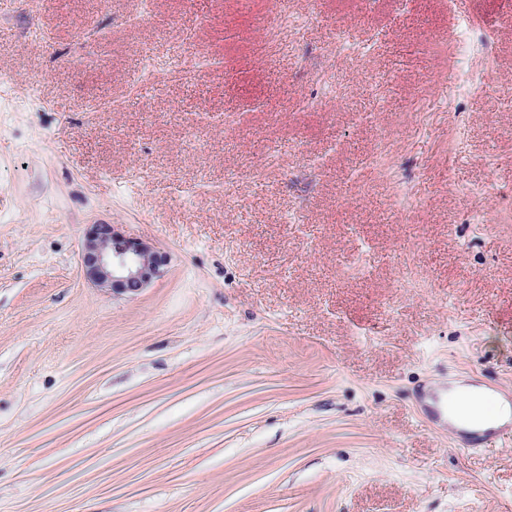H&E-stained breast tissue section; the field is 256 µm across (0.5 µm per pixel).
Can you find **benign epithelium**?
Returning a JSON list of instances; mask_svg holds the SVG:
<instances>
[{
	"mask_svg": "<svg viewBox=\"0 0 512 512\" xmlns=\"http://www.w3.org/2000/svg\"><path fill=\"white\" fill-rule=\"evenodd\" d=\"M167 261L166 253L123 235L116 224H91L86 229L81 262L97 288L119 294L139 291L163 274Z\"/></svg>",
	"mask_w": 512,
	"mask_h": 512,
	"instance_id": "obj_1",
	"label": "benign epithelium"
}]
</instances>
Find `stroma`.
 Returning <instances> with one entry per match:
<instances>
[{"label":"stroma","mask_w":512,"mask_h":512,"mask_svg":"<svg viewBox=\"0 0 512 512\" xmlns=\"http://www.w3.org/2000/svg\"><path fill=\"white\" fill-rule=\"evenodd\" d=\"M292 8L0 0V512H512V439L424 423L512 401V111L448 80L512 90V0ZM100 223L162 276L91 285ZM458 45L466 54L479 52L490 58L494 51V34L480 29L470 21H463L457 29ZM462 397L464 399L472 398V402L469 404L471 407V411L469 412L475 419L471 424H462L455 417L450 416V423L454 426H462L461 428H469L466 425H478V424H488V427L496 428L501 425L507 424L510 422L512 409L510 407L509 400L503 396L493 394L489 390L483 387H477L473 385L461 384L454 389L448 391V400L456 399ZM487 399H492L495 402V411L494 418L489 420L487 419L482 411L483 403Z\"/></svg>","instance_id":"stroma-1"}]
</instances>
